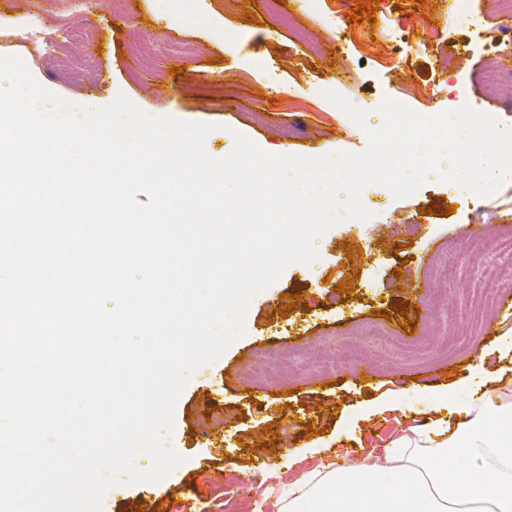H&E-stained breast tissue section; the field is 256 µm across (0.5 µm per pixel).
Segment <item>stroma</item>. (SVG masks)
Returning <instances> with one entry per match:
<instances>
[{"instance_id": "35a3bbf8", "label": "stroma", "mask_w": 512, "mask_h": 512, "mask_svg": "<svg viewBox=\"0 0 512 512\" xmlns=\"http://www.w3.org/2000/svg\"><path fill=\"white\" fill-rule=\"evenodd\" d=\"M357 2L288 0L289 24L278 27L266 0H185L178 13L164 0H0V44L64 112L122 93L147 116L213 125L205 149L218 159L238 133L293 156L314 138L330 154L364 151L365 131L327 99L330 91L374 127L384 99L432 112L460 96L512 127V82L486 81L498 58L467 46L455 0L433 8L380 0L373 27L352 22ZM407 11L439 23L447 47L426 48L411 33L386 68L392 23ZM30 15L37 29L21 24ZM366 206L369 220L333 227L316 241L318 260L289 264L256 294L244 335L191 375L174 410L183 463L156 483L120 475L102 512H128L139 500L153 512H278L281 482L324 458L346 465L383 455L391 440L430 422L425 390L465 380L478 349L488 372L512 379V355L502 349L512 320L496 308L478 321L470 312L496 236L512 226L504 219L512 186L476 201L431 174L399 199L370 189ZM409 223L415 232H402ZM409 282L421 292L403 291ZM345 283L353 293L339 292ZM289 296L297 303L282 310ZM397 301L420 313L413 335L422 354L396 356L371 333L377 323L399 331ZM366 370L373 383L359 382Z\"/></svg>"}]
</instances>
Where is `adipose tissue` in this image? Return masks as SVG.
<instances>
[{
	"label": "adipose tissue",
	"mask_w": 512,
	"mask_h": 512,
	"mask_svg": "<svg viewBox=\"0 0 512 512\" xmlns=\"http://www.w3.org/2000/svg\"><path fill=\"white\" fill-rule=\"evenodd\" d=\"M474 356L466 403L347 468L320 462L278 490L279 512H512V391Z\"/></svg>",
	"instance_id": "obj_1"
}]
</instances>
